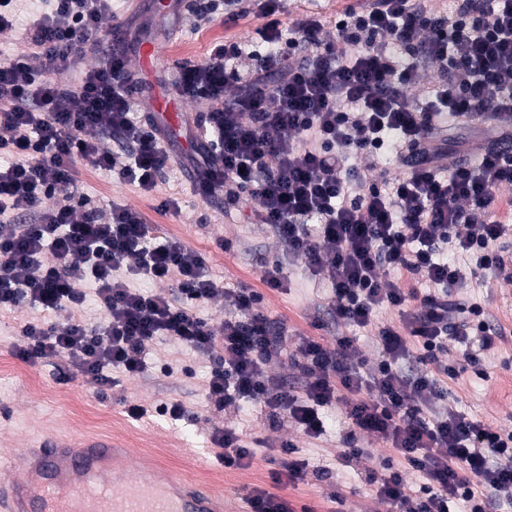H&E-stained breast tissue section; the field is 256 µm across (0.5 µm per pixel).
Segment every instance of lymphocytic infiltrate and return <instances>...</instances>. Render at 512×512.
I'll list each match as a JSON object with an SVG mask.
<instances>
[{
  "mask_svg": "<svg viewBox=\"0 0 512 512\" xmlns=\"http://www.w3.org/2000/svg\"><path fill=\"white\" fill-rule=\"evenodd\" d=\"M53 2L34 21L27 52L0 64V315L25 301L43 312L20 325L18 357L68 358L102 388L113 385L112 370L144 374L147 348L174 342L208 361L210 413L244 401L271 426L317 438L321 409L339 406L347 454L369 461L368 481L392 512H448L455 500L466 512H512V432L449 405L444 380L458 368L441 360L449 340L476 332L488 351L502 338L453 290L487 270L512 279L498 249L512 233L499 194L512 186V152L477 143L462 162L443 130L449 120L492 119L512 138V0H457L447 15L425 0H373L347 9L331 35L307 15L283 24L281 0H260L256 34L281 67L241 75L242 48L231 41L184 65L181 95L207 111L200 139L176 154L133 112L137 83L124 55L107 51L81 66L112 0ZM77 67L76 85L56 82ZM427 71L436 75L430 86ZM391 135L412 157L397 179L382 165ZM79 158L146 192L172 161L192 165L203 193L248 208L249 223L271 226L302 259L351 335L332 348L311 336L289 344L286 322L261 311L256 289L220 286L204 255L139 211L80 199ZM353 158L365 168L350 166ZM132 275L171 290L131 287ZM83 280L95 285L102 323L84 315ZM219 296L226 315L217 331L198 309ZM384 306L398 310L399 325L377 321ZM361 332L377 343L374 362ZM415 347L436 373L404 371ZM283 356L303 379L298 389L270 371ZM362 436L388 444L403 467L374 457ZM210 441L225 467L252 465L255 451L236 428L214 430ZM408 468L419 486L407 482Z\"/></svg>",
  "mask_w": 512,
  "mask_h": 512,
  "instance_id": "obj_1",
  "label": "lymphocytic infiltrate"
}]
</instances>
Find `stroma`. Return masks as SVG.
Segmentation results:
<instances>
[{"label": "stroma", "mask_w": 512, "mask_h": 512, "mask_svg": "<svg viewBox=\"0 0 512 512\" xmlns=\"http://www.w3.org/2000/svg\"><path fill=\"white\" fill-rule=\"evenodd\" d=\"M200 2L185 0L183 11L172 15L149 4L139 12L130 0H112L118 16L132 17L140 40L159 45L160 66L143 75L151 97H174L172 83L182 65L206 61L214 43L231 40L241 45L244 55L239 70L244 74L268 55V47L256 39L262 20L251 0H240L241 15L234 21L201 12ZM365 2L283 0L282 20L289 23L298 15L312 14L330 31L337 14ZM49 9L48 0H24L12 30L0 34V57L7 59L23 50L31 21ZM77 170L79 187L91 205L104 209L118 201L137 209L147 224L161 226L166 235L203 253L217 279L261 290L262 309L270 318L287 321L299 335H318L326 345H334L337 327L329 315L320 312L323 291L307 280L301 258L290 255L269 226L248 223L238 211H225L223 197L200 196L178 164L163 171L148 195L137 185L121 182L85 163H78ZM171 196L180 202L175 215L158 209L159 203ZM219 238L229 242V250L216 246ZM272 262L282 265L286 278L279 289L265 287L262 282L264 266ZM455 296L482 306L485 320L501 329L504 341L499 348L482 352L484 375L468 370L449 380L448 403L478 420L512 429V282L496 280L485 285L475 281L456 290ZM38 315L36 308L24 302L0 318V450L22 447L46 432L107 436L133 448L134 461L143 470L168 467L209 485L228 501L259 486L288 498L295 512H332L329 496L341 486L346 491L345 512H387V505L376 499L367 482L364 461L344 457L343 440L349 426L336 408L324 409L326 432L317 439L292 427L272 429L265 416L246 403L208 417L203 396L208 362L170 342L151 346L153 368L147 375L138 379L117 376L115 385L100 395L84 378L72 375L66 359L32 366L17 357V327ZM163 364L172 366L171 375H162L159 367ZM171 398L184 404L187 419L174 422L150 417L135 421L124 411L127 399L148 404ZM234 423L240 425L247 440L261 442L254 464L247 469L227 468L211 458L212 427ZM283 439L291 441L298 458L307 462L304 479L284 489L272 478L278 468L274 444Z\"/></svg>", "instance_id": "obj_1"}]
</instances>
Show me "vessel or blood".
I'll use <instances>...</instances> for the list:
<instances>
[{"label":"vessel or blood","mask_w":512,"mask_h":512,"mask_svg":"<svg viewBox=\"0 0 512 512\" xmlns=\"http://www.w3.org/2000/svg\"><path fill=\"white\" fill-rule=\"evenodd\" d=\"M132 449L111 438L44 434L0 461V512H224V498L183 475L125 472Z\"/></svg>","instance_id":"obj_1"}]
</instances>
